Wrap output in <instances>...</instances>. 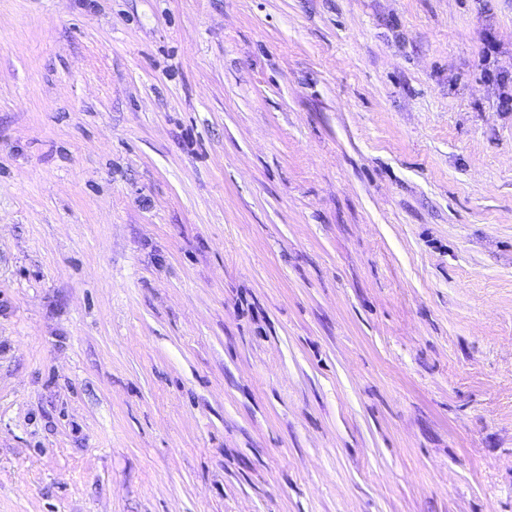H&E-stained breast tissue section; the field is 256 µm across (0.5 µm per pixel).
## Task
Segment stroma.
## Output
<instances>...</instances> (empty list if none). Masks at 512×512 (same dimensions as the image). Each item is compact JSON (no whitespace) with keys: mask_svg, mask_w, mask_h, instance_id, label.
Returning <instances> with one entry per match:
<instances>
[{"mask_svg":"<svg viewBox=\"0 0 512 512\" xmlns=\"http://www.w3.org/2000/svg\"><path fill=\"white\" fill-rule=\"evenodd\" d=\"M0 512H512V0H0Z\"/></svg>","mask_w":512,"mask_h":512,"instance_id":"obj_1","label":"stroma"}]
</instances>
